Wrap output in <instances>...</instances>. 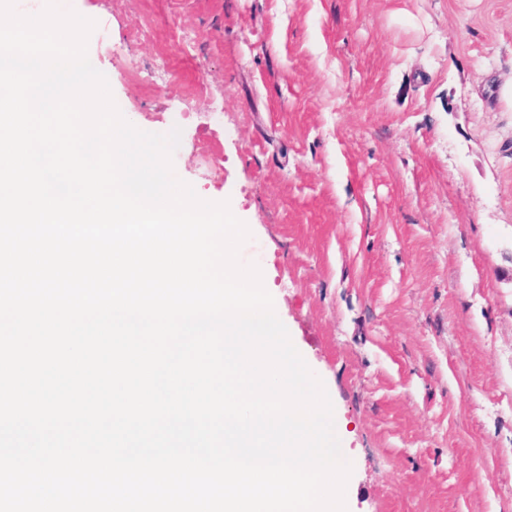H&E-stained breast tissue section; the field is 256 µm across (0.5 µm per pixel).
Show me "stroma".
<instances>
[{"label":"stroma","mask_w":512,"mask_h":512,"mask_svg":"<svg viewBox=\"0 0 512 512\" xmlns=\"http://www.w3.org/2000/svg\"><path fill=\"white\" fill-rule=\"evenodd\" d=\"M61 4L124 118L180 129L176 176L249 228L345 426L347 512H512V0Z\"/></svg>","instance_id":"35a3bbf8"}]
</instances>
